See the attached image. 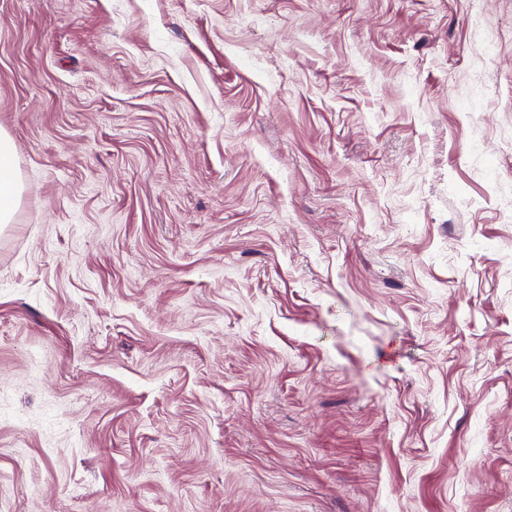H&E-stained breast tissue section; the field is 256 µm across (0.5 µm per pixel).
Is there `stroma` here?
Instances as JSON below:
<instances>
[{"label":"stroma","instance_id":"35a3bbf8","mask_svg":"<svg viewBox=\"0 0 512 512\" xmlns=\"http://www.w3.org/2000/svg\"><path fill=\"white\" fill-rule=\"evenodd\" d=\"M0 512H512V0H0ZM20 192L13 143L7 135L0 133V224L11 223Z\"/></svg>","mask_w":512,"mask_h":512}]
</instances>
